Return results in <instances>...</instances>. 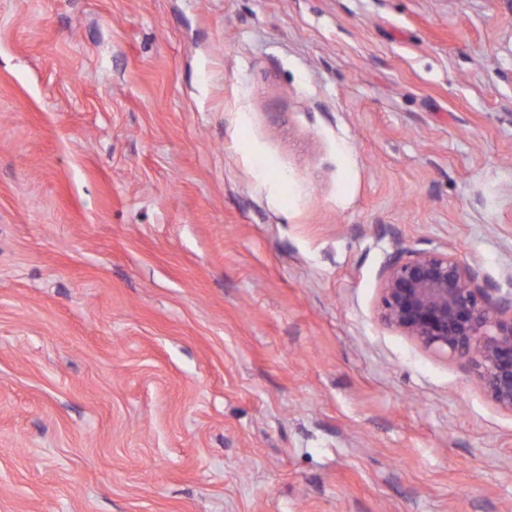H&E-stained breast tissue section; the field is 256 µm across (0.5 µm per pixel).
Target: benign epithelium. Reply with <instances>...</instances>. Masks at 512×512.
<instances>
[{"mask_svg": "<svg viewBox=\"0 0 512 512\" xmlns=\"http://www.w3.org/2000/svg\"><path fill=\"white\" fill-rule=\"evenodd\" d=\"M380 320L467 360L486 397L512 413V297L493 298L454 247L396 249L381 273Z\"/></svg>", "mask_w": 512, "mask_h": 512, "instance_id": "1", "label": "benign epithelium"}]
</instances>
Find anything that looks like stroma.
<instances>
[{
	"label": "stroma",
	"mask_w": 512,
	"mask_h": 512,
	"mask_svg": "<svg viewBox=\"0 0 512 512\" xmlns=\"http://www.w3.org/2000/svg\"><path fill=\"white\" fill-rule=\"evenodd\" d=\"M399 245L512 295V0H0V512H512Z\"/></svg>",
	"instance_id": "obj_1"
}]
</instances>
